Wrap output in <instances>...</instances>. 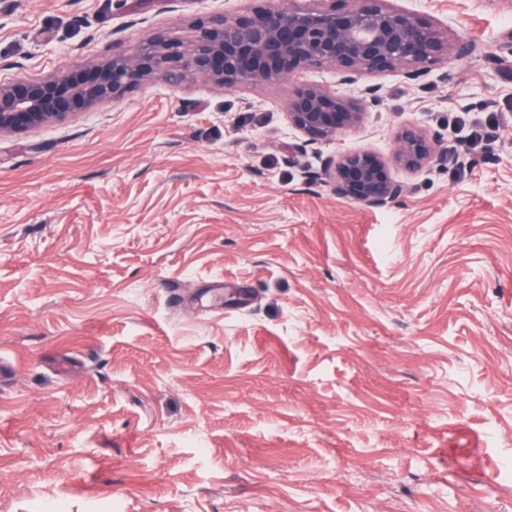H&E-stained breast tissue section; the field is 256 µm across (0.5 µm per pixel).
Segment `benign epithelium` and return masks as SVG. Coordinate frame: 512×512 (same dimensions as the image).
<instances>
[{
  "instance_id": "1",
  "label": "benign epithelium",
  "mask_w": 512,
  "mask_h": 512,
  "mask_svg": "<svg viewBox=\"0 0 512 512\" xmlns=\"http://www.w3.org/2000/svg\"><path fill=\"white\" fill-rule=\"evenodd\" d=\"M476 51L471 41H451L418 13L388 6L385 0H320L308 8L292 2L284 9L270 0L234 15L202 23L188 52L165 31L147 35L134 55L114 52L39 78L0 84V135L17 134L63 122L126 97L142 81L164 78L179 85L202 78L225 88L276 86L297 73L330 65L340 84L351 86L364 74L398 70L417 82L439 63ZM381 87L369 85L357 97L315 83L288 91V122L306 146L359 129L365 106L380 101ZM394 162L417 169L432 161L437 143L422 130L402 127ZM321 174L338 198L384 209L405 192L389 161L370 149L350 150L321 161Z\"/></svg>"
}]
</instances>
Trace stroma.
<instances>
[{
  "instance_id": "35a3bbf8",
  "label": "stroma",
  "mask_w": 512,
  "mask_h": 512,
  "mask_svg": "<svg viewBox=\"0 0 512 512\" xmlns=\"http://www.w3.org/2000/svg\"><path fill=\"white\" fill-rule=\"evenodd\" d=\"M388 3L477 49L333 141L203 79L0 135V512H512V0ZM249 5L0 0V83ZM404 126L393 206L306 179ZM396 142L394 162L407 169L420 168L437 154L436 141L413 126L402 127L396 135Z\"/></svg>"
}]
</instances>
